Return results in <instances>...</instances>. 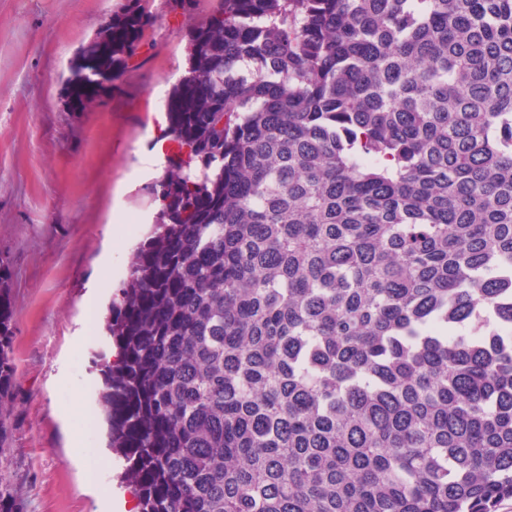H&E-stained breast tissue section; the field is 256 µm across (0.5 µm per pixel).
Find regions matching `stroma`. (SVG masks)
Segmentation results:
<instances>
[{
	"instance_id": "stroma-1",
	"label": "stroma",
	"mask_w": 512,
	"mask_h": 512,
	"mask_svg": "<svg viewBox=\"0 0 512 512\" xmlns=\"http://www.w3.org/2000/svg\"><path fill=\"white\" fill-rule=\"evenodd\" d=\"M119 0H0V256L12 267L17 366L10 448L0 474L22 494L24 512H105L70 448L112 456L102 409L76 410L75 380L101 382L95 353L106 348L108 300L85 303L104 264L127 267L131 244L116 242L123 210L146 233L155 210L147 188L160 170L143 164L166 124L162 95L183 75L191 14L150 0V50L110 93L68 111L64 80L80 47ZM83 344H76V337Z\"/></svg>"
}]
</instances>
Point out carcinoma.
Returning a JSON list of instances; mask_svg holds the SVG:
<instances>
[{
  "instance_id": "obj_1",
  "label": "carcinoma",
  "mask_w": 512,
  "mask_h": 512,
  "mask_svg": "<svg viewBox=\"0 0 512 512\" xmlns=\"http://www.w3.org/2000/svg\"><path fill=\"white\" fill-rule=\"evenodd\" d=\"M156 223L109 307L139 512H496L512 498V0H170ZM148 0L70 63L132 68ZM0 259V457L15 399ZM0 512H23L0 481Z\"/></svg>"
}]
</instances>
